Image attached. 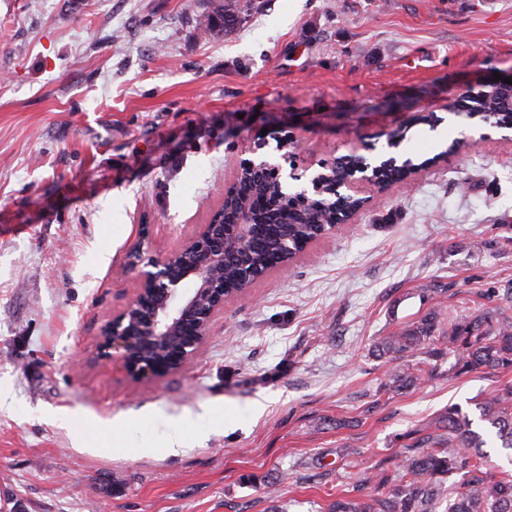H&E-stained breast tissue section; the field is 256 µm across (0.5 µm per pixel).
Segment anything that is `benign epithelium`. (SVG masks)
Masks as SVG:
<instances>
[{"label": "benign epithelium", "mask_w": 512, "mask_h": 512, "mask_svg": "<svg viewBox=\"0 0 512 512\" xmlns=\"http://www.w3.org/2000/svg\"><path fill=\"white\" fill-rule=\"evenodd\" d=\"M494 97L502 112H512V84L504 80L481 81L448 99V111L460 110L462 99ZM386 161L367 163L359 176L347 180L348 190L359 185L377 187L378 174ZM242 167L255 169L280 181L281 167L266 160L244 161ZM254 216L246 205L237 208V224L231 239H225L224 205L191 233L173 254L144 259L136 247L126 257V266L136 273V293L131 302L102 329L98 355L103 360L117 357L127 376L136 383L170 372L190 363L209 335L214 317L232 299H246L249 288L261 275L242 269L241 286L228 291L224 285L225 244L244 245L254 236Z\"/></svg>", "instance_id": "obj_1"}]
</instances>
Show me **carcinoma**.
<instances>
[{
	"label": "carcinoma",
	"mask_w": 512,
	"mask_h": 512,
	"mask_svg": "<svg viewBox=\"0 0 512 512\" xmlns=\"http://www.w3.org/2000/svg\"><path fill=\"white\" fill-rule=\"evenodd\" d=\"M211 13L219 19L206 28L217 33L231 31L239 19L258 9L255 0H210ZM480 119L512 124V113L501 112L495 100L480 105ZM238 200L227 205V223H233L238 201H245L259 224L251 248L255 270L276 264L284 252L277 246L288 230V248L297 250L309 238L339 223L354 205L350 196L321 191L305 198L262 182L250 170L239 178ZM382 350L398 359L420 361L393 375L397 386L406 388L433 372V362L446 353L456 355L455 369L506 371L512 368V321L475 317L471 320L433 314L389 337ZM481 419L495 431L501 447L512 449V384L497 387L478 403ZM486 441L472 429V420L460 408L448 409L408 448L394 474L379 473L336 497L330 512H435L448 500L447 512H512V478L498 477L488 469ZM462 475L450 488L440 476Z\"/></svg>",
	"instance_id": "carcinoma-1"
}]
</instances>
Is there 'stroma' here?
<instances>
[{"mask_svg": "<svg viewBox=\"0 0 512 512\" xmlns=\"http://www.w3.org/2000/svg\"><path fill=\"white\" fill-rule=\"evenodd\" d=\"M208 14L0 0V512H329L512 381L449 355L400 389L376 351L432 314L512 318L481 295L512 287V129L446 108L512 75V0H262L220 38ZM356 145L425 168L227 302L181 371L98 358L130 250H178L243 160L301 170L293 193Z\"/></svg>", "mask_w": 512, "mask_h": 512, "instance_id": "1", "label": "stroma"}]
</instances>
